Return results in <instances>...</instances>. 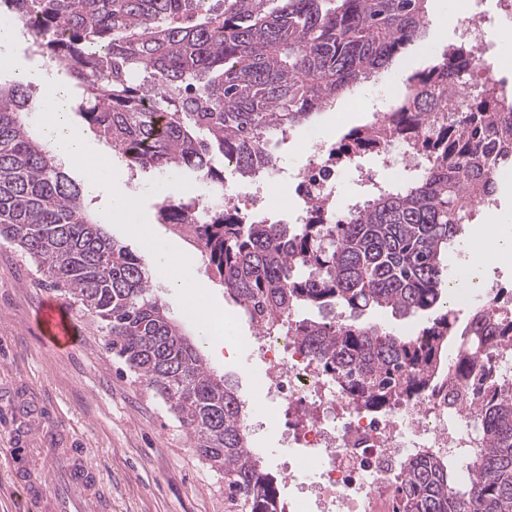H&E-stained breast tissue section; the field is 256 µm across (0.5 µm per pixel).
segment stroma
Returning <instances> with one entry per match:
<instances>
[{
  "mask_svg": "<svg viewBox=\"0 0 512 512\" xmlns=\"http://www.w3.org/2000/svg\"><path fill=\"white\" fill-rule=\"evenodd\" d=\"M416 51V45L406 47L374 82L356 86L355 94H380L385 85L423 69L425 61ZM352 127L346 113L324 111L297 128L295 146L278 156L269 186L274 202L291 200L285 174L306 163L309 143L338 142ZM168 195L210 198L195 173L183 172L173 185L165 175L141 174L117 199L116 222L109 225V234L150 267L153 291L173 319L182 320L186 305L199 300L230 316L228 336L248 334L247 323L222 287L198 297L165 285V264L174 260L175 250L187 247L156 220V205ZM48 301L60 305L80 338L68 351H58L43 340L40 308ZM204 354L247 401L253 422L262 426L252 434L251 445L261 449L266 471L281 476L288 460L284 420L256 395L259 367L240 351L231 356L208 345ZM22 390L36 392L75 445L88 449L90 459L104 470L112 512H229L223 477L195 452L187 430L161 397L107 349L98 321L50 288L27 254L0 240V512H29L9 479V460L15 452L11 396Z\"/></svg>",
  "mask_w": 512,
  "mask_h": 512,
  "instance_id": "35a3bbf8",
  "label": "stroma"
}]
</instances>
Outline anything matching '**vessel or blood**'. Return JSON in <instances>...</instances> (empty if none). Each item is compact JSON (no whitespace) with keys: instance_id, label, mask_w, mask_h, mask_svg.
Returning <instances> with one entry per match:
<instances>
[{"instance_id":"obj_1","label":"vessel or blood","mask_w":512,"mask_h":512,"mask_svg":"<svg viewBox=\"0 0 512 512\" xmlns=\"http://www.w3.org/2000/svg\"><path fill=\"white\" fill-rule=\"evenodd\" d=\"M40 314L48 323L47 343L58 348L73 344L71 326L59 307L45 305ZM26 417L20 444L42 441L51 463L39 466L31 454L12 458V480L23 498L37 512H112V500L103 490L105 476L85 449L63 447L60 432L44 430L35 409H27Z\"/></svg>"}]
</instances>
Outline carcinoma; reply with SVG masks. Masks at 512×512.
Returning a JSON list of instances; mask_svg holds the SVG:
<instances>
[{
  "label": "carcinoma",
  "mask_w": 512,
  "mask_h": 512,
  "mask_svg": "<svg viewBox=\"0 0 512 512\" xmlns=\"http://www.w3.org/2000/svg\"><path fill=\"white\" fill-rule=\"evenodd\" d=\"M11 0L33 52L80 87L79 116L112 155L158 172L190 170L224 195L216 155L245 175L268 142L371 80L427 24V0ZM459 46L409 76L407 94L336 152L366 151L391 136L434 154L418 178L368 196L325 223L245 224L222 210L184 223L190 204L167 196L160 220L196 239L212 282L238 307L260 304L294 320V334L352 401L379 413L418 399L445 377L474 388L486 448L460 462L408 461L395 480L398 512H512V390L485 359L512 349V321L487 301L463 329L444 308L448 246L477 202L512 167V112ZM461 115L439 121L458 88ZM32 83L0 81V238L33 258L50 284L99 321L124 359L190 432L197 454L224 475L235 512H285L279 485L249 447L245 402L211 369L199 344L149 284L141 257L112 239L27 119ZM435 311L415 336L357 323L345 313ZM456 354L443 365L448 337Z\"/></svg>",
  "instance_id": "1"
}]
</instances>
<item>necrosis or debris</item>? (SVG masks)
<instances>
[{
  "mask_svg": "<svg viewBox=\"0 0 512 512\" xmlns=\"http://www.w3.org/2000/svg\"><path fill=\"white\" fill-rule=\"evenodd\" d=\"M484 6L485 0H469L468 12L455 23L458 39L478 60V79L512 103V71L497 66L498 44ZM381 157L399 183L432 163L426 152L395 139L383 144ZM343 164L334 148L310 147L307 164L289 178L300 200L290 223H306L311 204H329ZM270 178L268 167L257 165L245 184L225 189L219 206L197 204L193 223H210L218 207L262 223L272 208ZM247 321L251 333L242 337L241 348L265 365L258 393L279 401L288 421L286 443L296 451L288 471L316 475L289 497L288 512H395L394 481L409 459L428 453L460 459L484 447L473 408L451 403L447 391L427 393L384 415L355 408L341 382L319 368L286 321L264 325L254 314Z\"/></svg>",
  "mask_w": 512,
  "mask_h": 512,
  "instance_id": "4bbe7bcc",
  "label": "necrosis or debris"
}]
</instances>
